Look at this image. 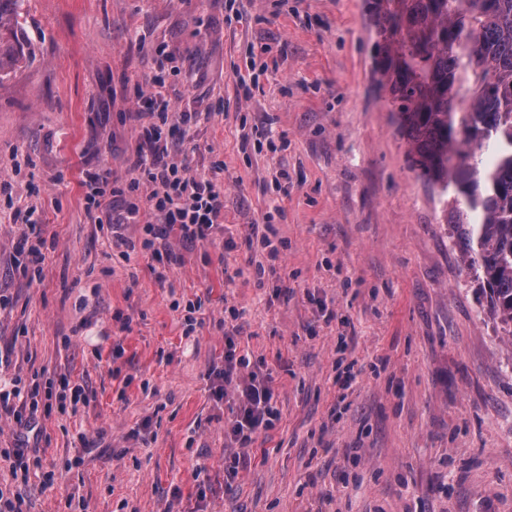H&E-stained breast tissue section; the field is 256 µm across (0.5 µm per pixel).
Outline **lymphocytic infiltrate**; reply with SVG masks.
<instances>
[{
	"instance_id": "lymphocytic-infiltrate-1",
	"label": "lymphocytic infiltrate",
	"mask_w": 512,
	"mask_h": 512,
	"mask_svg": "<svg viewBox=\"0 0 512 512\" xmlns=\"http://www.w3.org/2000/svg\"><path fill=\"white\" fill-rule=\"evenodd\" d=\"M155 93L139 95L140 111L155 114V122L140 126L131 165L133 177L129 192L135 200L123 203V209L110 217L109 222L119 227L141 223L140 247L149 251L156 262L153 269L158 280H166L167 272L178 257L169 248L159 247L158 241L168 229H178L187 242L207 240L224 223V197L216 190L214 173H191L189 167L177 166L166 160L167 141L175 133L185 132L196 121L192 112L181 113L177 124L164 127L172 109L170 101L159 93L162 77H154ZM148 183L152 190L139 195L140 183ZM250 360L241 354L233 331L224 333V363L211 367L209 377L215 401L235 398L236 410L224 426L225 434L238 447H249L254 436L274 427L279 418L272 378L251 371Z\"/></svg>"
}]
</instances>
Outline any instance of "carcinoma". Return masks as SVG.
Returning <instances> with one entry per match:
<instances>
[{
  "mask_svg": "<svg viewBox=\"0 0 512 512\" xmlns=\"http://www.w3.org/2000/svg\"><path fill=\"white\" fill-rule=\"evenodd\" d=\"M0 0V81L23 58ZM374 60L463 269L512 336V0H371Z\"/></svg>",
  "mask_w": 512,
  "mask_h": 512,
  "instance_id": "carcinoma-1",
  "label": "carcinoma"
}]
</instances>
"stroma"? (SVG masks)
I'll return each mask as SVG.
<instances>
[{"mask_svg": "<svg viewBox=\"0 0 512 512\" xmlns=\"http://www.w3.org/2000/svg\"><path fill=\"white\" fill-rule=\"evenodd\" d=\"M15 22L25 56L0 81V383L22 379L42 405L25 428L0 415V448L39 461L21 482L0 460L1 490L28 512H512V338L410 166L377 88L368 0H24ZM159 47L171 122L200 115L167 160L221 165L224 196L207 241L167 234L178 261L163 282L149 254L121 255L140 225L113 231L87 204L91 175L130 178ZM255 125L266 138L243 146ZM28 204L45 243L24 271L29 231L12 214ZM228 326L270 370L280 411L232 479V405L208 378ZM66 380L85 388L74 413L56 398Z\"/></svg>", "mask_w": 512, "mask_h": 512, "instance_id": "35a3bbf8", "label": "stroma"}]
</instances>
